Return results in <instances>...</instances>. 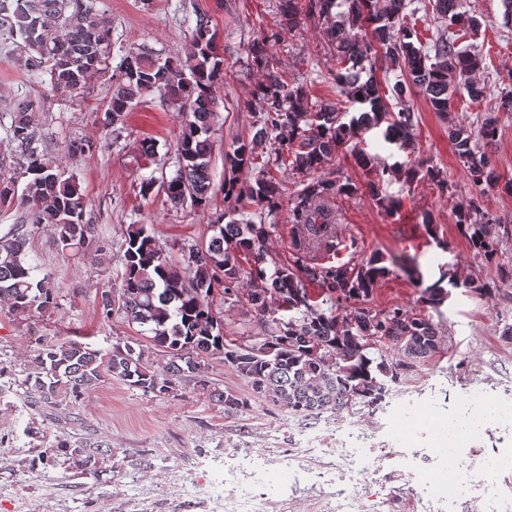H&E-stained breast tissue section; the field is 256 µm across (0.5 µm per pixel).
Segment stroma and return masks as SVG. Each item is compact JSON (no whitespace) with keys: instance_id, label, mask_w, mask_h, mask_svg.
<instances>
[{"instance_id":"35a3bbf8","label":"stroma","mask_w":512,"mask_h":512,"mask_svg":"<svg viewBox=\"0 0 512 512\" xmlns=\"http://www.w3.org/2000/svg\"><path fill=\"white\" fill-rule=\"evenodd\" d=\"M480 20L460 43L481 51L477 80L487 83L491 96L475 102L456 95L448 114L433 112L424 97L412 94L416 114L413 144L399 149L385 143L381 130L367 133L363 146L388 162L419 160L437 168L441 183L384 180V194L397 208L388 212L373 200L369 182L375 172L361 168L350 151L339 152L324 167L328 178L351 181L356 194L339 195L329 205L336 213L335 232L344 248L341 261L376 255L387 274L366 302L373 310L416 305L425 287L441 274L452 276L443 306L429 309L438 326L441 350L431 360L401 370L391 388L396 398L392 419L381 410L352 413L342 410L324 418L304 419L262 399L233 417L190 389L168 395L146 394L113 379L85 396L70 417L55 421L33 405L11 376L0 379V512H342L337 496L344 459L326 444L305 442L302 430L354 420L360 431L374 433L387 423L391 444L375 453L369 469L358 477L350 512H430L407 475L392 461L393 452L432 453L439 462L429 482L448 502L447 512H507L512 507V426L489 423L471 429L449 423L444 396L460 409L473 402L512 403V193L504 187L478 194L456 157L448 129L465 124L478 130L482 115L496 108L501 91L512 90V15L503 0H469ZM96 7L112 21L107 49L108 71L88 80L76 97L50 99L40 116V149L61 160L76 175L85 193L84 223L95 228V242L106 259L68 256L58 252L50 230L33 232L28 250L51 269L60 307L36 320L14 319L0 308V364L22 373L32 337L48 341L74 339L105 350L116 340L132 341L141 333L122 312L103 318V291L122 286L127 229L145 225L165 256L182 261L184 246L208 240L212 223L225 208L226 152L255 132L253 90L261 78L248 54L257 38L278 34L274 60L289 81L302 84L312 104L330 103L342 112L352 106L332 74L336 58L318 16L301 13L299 25L280 32L279 0H97ZM207 13L218 33L224 57V80L213 89L217 117L212 125V199L208 208L173 206L162 188L142 194L143 179L174 176L176 144L182 115L156 97L129 112L122 128L108 130L104 112L112 93V75L127 51H145L160 59H186L192 49L196 13ZM0 139H5L19 98L40 91V84L19 69L13 57L0 52ZM91 143V151L69 153L70 141ZM151 140L156 154L146 158L142 144ZM281 206L271 216L269 251L291 258L299 230L289 210L304 181L302 174L277 173ZM467 206L472 219L496 221L494 260L470 248L456 224L458 206ZM497 281L492 294L478 285ZM213 306L224 320V334L241 344L264 331L247 300L231 302L215 294ZM35 424L50 434L93 436L111 449L114 468L108 483L79 476L68 465H32L36 451L24 429ZM237 451L260 461L258 470L241 472L232 495H225L222 473L198 468L200 458L223 460Z\"/></svg>"}]
</instances>
